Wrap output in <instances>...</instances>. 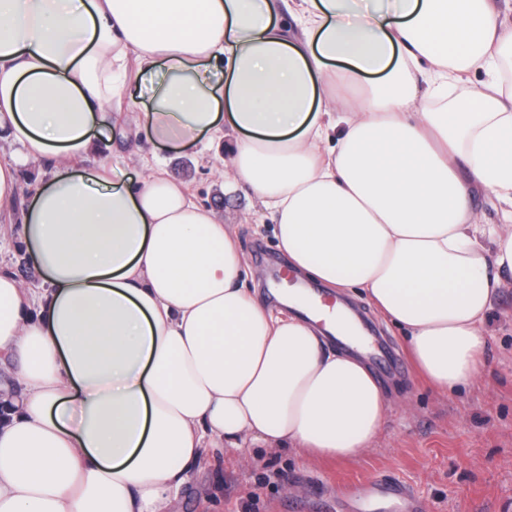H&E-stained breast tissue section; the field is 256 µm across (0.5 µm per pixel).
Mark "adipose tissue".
I'll use <instances>...</instances> for the list:
<instances>
[{
  "label": "adipose tissue",
  "instance_id": "obj_1",
  "mask_svg": "<svg viewBox=\"0 0 512 512\" xmlns=\"http://www.w3.org/2000/svg\"><path fill=\"white\" fill-rule=\"evenodd\" d=\"M152 140L231 139L299 280L357 288L439 391L482 372L512 273V24L495 0H0V139L53 165L0 268V512H162L208 449H371L390 409L345 303L275 314L217 214L162 170L87 171L128 54ZM485 81L462 97L464 77ZM501 204L482 223L473 193ZM12 223L14 224H0V266L14 271L26 288L38 292L41 288L40 282L33 271V263L28 253L25 252L27 273H22L17 267L18 249L21 246V224L16 220Z\"/></svg>",
  "mask_w": 512,
  "mask_h": 512
}]
</instances>
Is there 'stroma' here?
<instances>
[{
	"label": "stroma",
	"mask_w": 512,
	"mask_h": 512,
	"mask_svg": "<svg viewBox=\"0 0 512 512\" xmlns=\"http://www.w3.org/2000/svg\"><path fill=\"white\" fill-rule=\"evenodd\" d=\"M98 142L85 166L104 163L133 177L143 159L160 158L167 176L230 225L245 272L260 274L245 287L282 310L275 292L281 281L295 283V274L269 213L253 205L247 187L225 190L224 137L183 147L143 137L134 155L113 150L107 134ZM345 299L407 363L399 374L389 373L382 356L370 365L391 404L372 448L346 462L315 461L295 448H228L220 464L202 463L164 512H402V502L367 505L345 493L344 483L365 478L404 484L429 512H512V276L488 314L483 374L447 393L428 387L399 330L372 303L350 292ZM405 402L410 412L402 411Z\"/></svg>",
	"instance_id": "stroma-1"
}]
</instances>
